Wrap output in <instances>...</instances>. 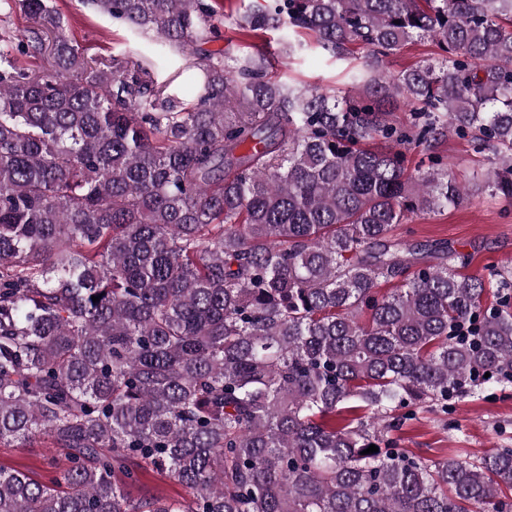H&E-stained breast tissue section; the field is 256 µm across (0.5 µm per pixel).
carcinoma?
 Returning <instances> with one entry per match:
<instances>
[{
  "mask_svg": "<svg viewBox=\"0 0 512 512\" xmlns=\"http://www.w3.org/2000/svg\"><path fill=\"white\" fill-rule=\"evenodd\" d=\"M90 2L148 43L88 57L49 0H0L30 21L0 32V445L67 460L47 482L0 468V512H512V448L434 460L389 437L512 383V268L463 276L450 243L392 234L468 195L433 153L451 131L512 201V0L237 19L366 49L363 99L284 83L261 55L229 67L202 49L209 0ZM425 39L441 58L384 73ZM137 467L188 498L129 497Z\"/></svg>",
  "mask_w": 512,
  "mask_h": 512,
  "instance_id": "carcinoma-1",
  "label": "carcinoma"
}]
</instances>
